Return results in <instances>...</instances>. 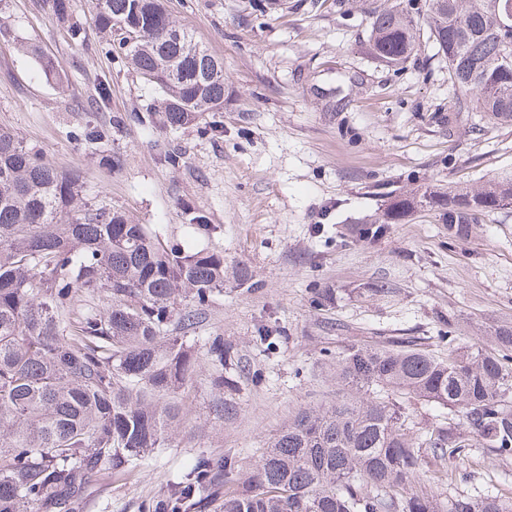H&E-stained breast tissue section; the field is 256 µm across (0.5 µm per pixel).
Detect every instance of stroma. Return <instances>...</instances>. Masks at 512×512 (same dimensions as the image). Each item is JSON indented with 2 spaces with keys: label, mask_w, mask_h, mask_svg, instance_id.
<instances>
[{
  "label": "stroma",
  "mask_w": 512,
  "mask_h": 512,
  "mask_svg": "<svg viewBox=\"0 0 512 512\" xmlns=\"http://www.w3.org/2000/svg\"><path fill=\"white\" fill-rule=\"evenodd\" d=\"M166 7L224 64L217 128L163 129L147 118L158 94L102 52L92 0H71L79 42L41 0H0V127L165 244L219 252L227 268L252 275L247 287L227 279L193 331L196 353L209 336L232 345L231 384L216 389L215 370L202 361L183 393L180 433L130 474L94 483L79 512H140L202 454L253 466L300 408L335 401L324 350L414 336L443 355L448 348L434 337L448 317L469 347L512 327V208L482 216L465 238L449 236L435 211L414 213L379 239L351 234L388 192L512 176V122L464 109L425 14L415 17V55L392 66L371 53L361 0H280L264 15L255 0ZM22 43L50 56L67 85L47 81ZM105 77L111 100L100 110L92 95ZM100 125L112 129L115 164L78 138ZM169 151L182 154L180 166L167 163ZM195 210L207 225L192 223ZM378 281L390 296L370 293ZM327 288L334 304L315 308ZM262 325L280 330L276 353L256 341ZM225 400L236 409L229 419L218 413ZM447 467L454 478L437 493H512V458L476 448Z\"/></svg>",
  "instance_id": "35a3bbf8"
}]
</instances>
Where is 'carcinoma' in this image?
Returning a JSON list of instances; mask_svg holds the SVG:
<instances>
[{"instance_id": "carcinoma-1", "label": "carcinoma", "mask_w": 512, "mask_h": 512, "mask_svg": "<svg viewBox=\"0 0 512 512\" xmlns=\"http://www.w3.org/2000/svg\"><path fill=\"white\" fill-rule=\"evenodd\" d=\"M69 23L70 0H43ZM431 36L453 84L478 112L512 121V0H426ZM105 50L160 97L149 112L170 129L194 114L224 110V64L168 13L164 0H95ZM371 49L391 65L418 44L411 12L397 3L372 11ZM106 126L83 132L99 149ZM512 206V178L474 189L437 187L395 195L359 229L372 239L420 208L439 212L448 234H469L478 218ZM224 256L164 246L145 224L90 198L63 172L0 128V512H76L87 489L119 476L163 448L178 431L183 392L200 365L171 326L192 330L199 311L224 292ZM99 298L104 306L85 303ZM499 349L456 345L453 321L439 357L400 337L353 343L336 354V403L298 411L250 470L232 457L197 458L144 512H512L499 495L441 497L414 492L425 477L449 479L432 462L465 460L470 449L512 456V328ZM205 356L214 385L235 355L210 336ZM436 404L455 422L414 431L409 406ZM428 448V456L422 449Z\"/></svg>"}]
</instances>
